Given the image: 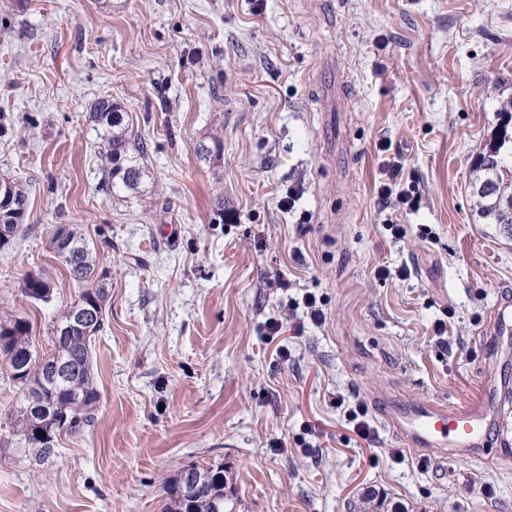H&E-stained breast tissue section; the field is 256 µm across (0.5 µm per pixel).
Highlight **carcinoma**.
I'll use <instances>...</instances> for the list:
<instances>
[{"label": "carcinoma", "mask_w": 512, "mask_h": 512, "mask_svg": "<svg viewBox=\"0 0 512 512\" xmlns=\"http://www.w3.org/2000/svg\"><path fill=\"white\" fill-rule=\"evenodd\" d=\"M89 122L103 129V143L99 151L103 172L102 186L114 195L141 194L147 176V144L128 135L124 116L110 99H99L87 113ZM508 126L502 125L495 144L479 157L473 183L477 190L478 213L487 224L501 229H512V139L505 138ZM32 185L17 179L0 180V249L9 247L18 235L28 212ZM98 243L89 241L73 228L57 226L52 230L50 245L67 268L71 281L79 288L78 297L97 313L93 336L79 329L54 342L47 356L32 349L30 323L24 317L0 322V356L7 367L22 364L25 376L16 380L23 390L19 410L0 423L4 430L17 438L18 450H34L35 460L42 462L55 455L56 449L33 437L30 428L38 406L50 411L57 421L54 438L74 434L95 421L94 411L100 394L94 384L92 342L105 331L107 308L111 305L109 280L111 273L99 267L97 246H112V238L104 229L97 232ZM24 293L29 298L49 303L52 289L49 279L27 274L23 278ZM67 362L69 371L59 382L50 380L53 362ZM198 481L192 488L186 486L182 472L170 477L163 491L168 497L164 512H224V467L194 465Z\"/></svg>", "instance_id": "obj_1"}]
</instances>
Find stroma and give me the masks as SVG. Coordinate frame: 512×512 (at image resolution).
I'll return each instance as SVG.
<instances>
[{
  "instance_id": "obj_1",
  "label": "stroma",
  "mask_w": 512,
  "mask_h": 512,
  "mask_svg": "<svg viewBox=\"0 0 512 512\" xmlns=\"http://www.w3.org/2000/svg\"><path fill=\"white\" fill-rule=\"evenodd\" d=\"M103 97L147 143L151 195L102 188L87 114ZM511 100L512 0H0V177L32 185L0 250V321L25 317L50 352L53 311L77 297L51 229L113 243L95 422L41 464L0 454V512H163L190 464L223 466L224 512H512V453L419 454L383 418L512 381V343L492 364L486 335L512 297V235L470 194ZM216 135L218 161H200ZM389 159L417 191L400 240L377 194ZM28 273L51 305L25 295ZM23 282L26 296L45 304L51 301L52 289L49 279L40 275L26 274Z\"/></svg>"
}]
</instances>
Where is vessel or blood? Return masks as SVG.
I'll return each instance as SVG.
<instances>
[{
  "label": "vessel or blood",
  "instance_id": "b4317fda",
  "mask_svg": "<svg viewBox=\"0 0 512 512\" xmlns=\"http://www.w3.org/2000/svg\"><path fill=\"white\" fill-rule=\"evenodd\" d=\"M491 338L512 334V301L499 300L489 324ZM512 412V385L496 378H486L483 394L464 407L451 408L442 402L407 403L388 412L393 430L409 445L430 453L451 448L475 458L480 455L490 435H497L501 448L512 446L506 434L495 431V424Z\"/></svg>",
  "mask_w": 512,
  "mask_h": 512
}]
</instances>
